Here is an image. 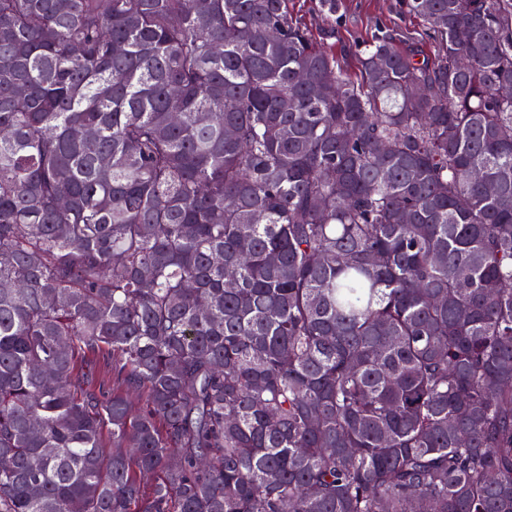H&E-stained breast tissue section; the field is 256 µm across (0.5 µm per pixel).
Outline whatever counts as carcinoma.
<instances>
[{
    "instance_id": "obj_1",
    "label": "carcinoma",
    "mask_w": 512,
    "mask_h": 512,
    "mask_svg": "<svg viewBox=\"0 0 512 512\" xmlns=\"http://www.w3.org/2000/svg\"><path fill=\"white\" fill-rule=\"evenodd\" d=\"M405 3L353 79L288 0H0V512H512V0Z\"/></svg>"
}]
</instances>
